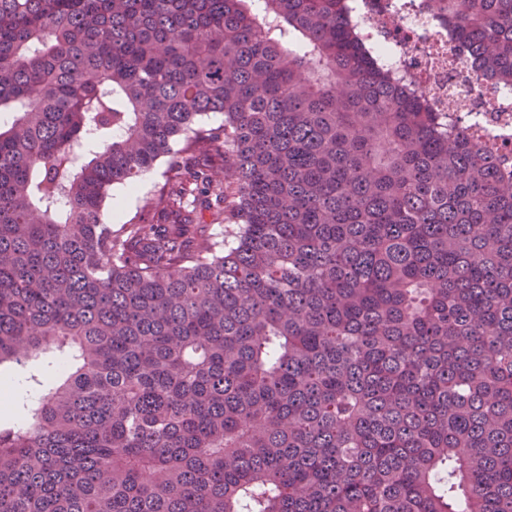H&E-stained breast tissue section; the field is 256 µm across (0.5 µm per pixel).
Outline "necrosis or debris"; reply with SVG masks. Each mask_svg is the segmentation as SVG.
I'll return each instance as SVG.
<instances>
[{"label": "necrosis or debris", "mask_w": 512, "mask_h": 512, "mask_svg": "<svg viewBox=\"0 0 512 512\" xmlns=\"http://www.w3.org/2000/svg\"><path fill=\"white\" fill-rule=\"evenodd\" d=\"M352 23L383 72L409 76L438 111L458 100L467 135L512 164V88L478 77L474 60L446 28L411 0H360Z\"/></svg>", "instance_id": "necrosis-or-debris-1"}]
</instances>
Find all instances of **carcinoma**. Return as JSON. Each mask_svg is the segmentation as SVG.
<instances>
[{
  "mask_svg": "<svg viewBox=\"0 0 512 512\" xmlns=\"http://www.w3.org/2000/svg\"><path fill=\"white\" fill-rule=\"evenodd\" d=\"M252 2L0 0V512H512V177L349 0ZM425 2L512 83V0ZM166 160L161 158L140 181L135 191L116 185L104 204V218L112 213V205L118 199L124 200L122 220L138 221L153 211V206L159 187L165 182Z\"/></svg>",
  "mask_w": 512,
  "mask_h": 512,
  "instance_id": "carcinoma-1",
  "label": "carcinoma"
}]
</instances>
